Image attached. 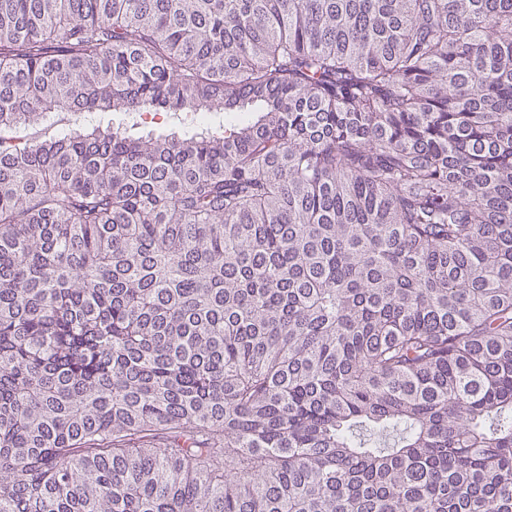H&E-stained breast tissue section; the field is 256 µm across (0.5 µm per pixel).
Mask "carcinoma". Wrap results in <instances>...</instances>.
<instances>
[{"label":"carcinoma","instance_id":"obj_1","mask_svg":"<svg viewBox=\"0 0 512 512\" xmlns=\"http://www.w3.org/2000/svg\"><path fill=\"white\" fill-rule=\"evenodd\" d=\"M2 139L0 512H512V0H0Z\"/></svg>","mask_w":512,"mask_h":512}]
</instances>
